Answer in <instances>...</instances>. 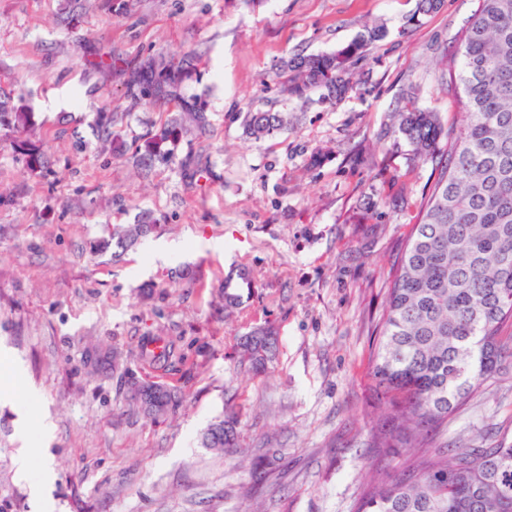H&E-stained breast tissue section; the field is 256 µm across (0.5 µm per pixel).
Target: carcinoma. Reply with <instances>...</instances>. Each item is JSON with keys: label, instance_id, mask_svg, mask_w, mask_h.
I'll return each instance as SVG.
<instances>
[{"label": "carcinoma", "instance_id": "carcinoma-1", "mask_svg": "<svg viewBox=\"0 0 512 512\" xmlns=\"http://www.w3.org/2000/svg\"><path fill=\"white\" fill-rule=\"evenodd\" d=\"M375 27L331 53L294 55L275 64L283 92L302 97L325 89L336 100L353 90L349 67L383 38ZM143 96L167 93L191 77L190 67L151 62L134 68ZM448 93L464 114L448 132L438 113L412 101L398 109L397 132L415 160L436 177L405 247L391 270L370 377L382 395L384 424L373 434L382 459L398 448H425L481 385L512 359V0H479L448 56ZM256 139L288 126L283 112L245 113ZM31 114L0 100V126L27 128ZM201 112H179L170 127L143 139L163 152L177 132L204 127ZM151 224L112 230V245L133 246ZM205 448L230 445L226 421L203 432ZM408 476L367 483L354 512H512V446L451 448L433 461L417 453Z\"/></svg>", "mask_w": 512, "mask_h": 512}]
</instances>
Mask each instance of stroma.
Returning a JSON list of instances; mask_svg holds the SVG:
<instances>
[{"label": "stroma", "mask_w": 512, "mask_h": 512, "mask_svg": "<svg viewBox=\"0 0 512 512\" xmlns=\"http://www.w3.org/2000/svg\"><path fill=\"white\" fill-rule=\"evenodd\" d=\"M0 0V93L32 114L0 128V352L20 363L0 397V512H353L375 473L401 476L410 449L377 457L384 417L369 359L389 272L429 192L431 167L391 128L403 94L463 116L439 61L478 0ZM375 26L387 35L354 64L335 102L282 95L272 68L330 53ZM190 61L173 95L142 98L135 64ZM287 113V130L251 137L252 106ZM205 113L165 155L126 144L178 112ZM45 158L30 168L15 143ZM152 224L112 256L116 224ZM180 242L152 262L149 240ZM230 285L240 297L227 308ZM272 357L240 348L260 330ZM176 355L150 365L153 339ZM121 350L113 360V350ZM180 406L152 419L131 380ZM236 418L226 451L201 447L216 418ZM433 449L512 444V370L430 431ZM30 448L41 469L20 476Z\"/></svg>", "instance_id": "1"}]
</instances>
